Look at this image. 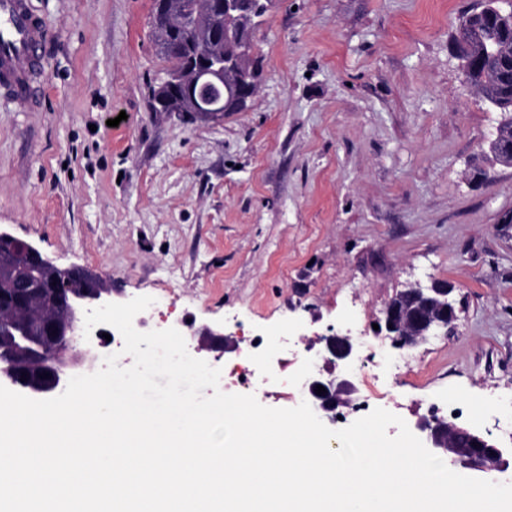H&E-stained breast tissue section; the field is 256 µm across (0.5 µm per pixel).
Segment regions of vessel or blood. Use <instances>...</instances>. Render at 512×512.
I'll return each instance as SVG.
<instances>
[{"instance_id":"obj_1","label":"vessel or blood","mask_w":512,"mask_h":512,"mask_svg":"<svg viewBox=\"0 0 512 512\" xmlns=\"http://www.w3.org/2000/svg\"><path fill=\"white\" fill-rule=\"evenodd\" d=\"M43 22L31 0H0V86L9 89L24 111L37 108L31 80L45 57Z\"/></svg>"}]
</instances>
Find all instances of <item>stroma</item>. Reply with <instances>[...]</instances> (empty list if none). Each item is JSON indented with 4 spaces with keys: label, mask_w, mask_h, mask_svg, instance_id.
<instances>
[{
    "label": "stroma",
    "mask_w": 512,
    "mask_h": 512,
    "mask_svg": "<svg viewBox=\"0 0 512 512\" xmlns=\"http://www.w3.org/2000/svg\"><path fill=\"white\" fill-rule=\"evenodd\" d=\"M486 0H274L253 40L258 93L219 120L149 108L166 67L154 0H32L47 35L39 107L0 89V230L87 267L155 330L265 333L288 374L320 336L368 344L361 395L412 422L428 405L512 445V166L503 119L453 50ZM118 126H110V119ZM445 281L460 321L399 350L372 324L412 285Z\"/></svg>",
    "instance_id": "1"
}]
</instances>
